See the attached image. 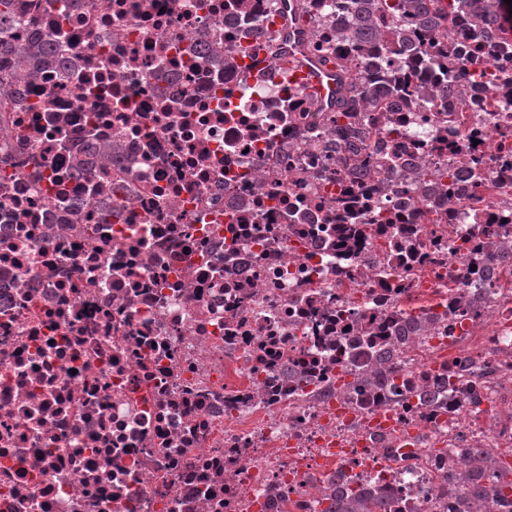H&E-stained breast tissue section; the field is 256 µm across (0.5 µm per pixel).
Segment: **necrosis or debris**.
Masks as SVG:
<instances>
[{
  "instance_id": "4bbe7bcc",
  "label": "necrosis or debris",
  "mask_w": 512,
  "mask_h": 512,
  "mask_svg": "<svg viewBox=\"0 0 512 512\" xmlns=\"http://www.w3.org/2000/svg\"><path fill=\"white\" fill-rule=\"evenodd\" d=\"M240 11L286 52L288 0L0 12V512H455L512 452V23L437 42L454 95L348 165L288 74L225 71ZM388 496L381 489L363 486L355 493H336L328 512H386Z\"/></svg>"
}]
</instances>
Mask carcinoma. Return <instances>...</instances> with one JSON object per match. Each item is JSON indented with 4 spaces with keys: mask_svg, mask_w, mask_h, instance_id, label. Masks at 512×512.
Wrapping results in <instances>:
<instances>
[{
    "mask_svg": "<svg viewBox=\"0 0 512 512\" xmlns=\"http://www.w3.org/2000/svg\"><path fill=\"white\" fill-rule=\"evenodd\" d=\"M346 16L336 29V37L350 41L357 57L336 56L332 59L340 78V94L330 109L336 112V124L344 134L337 144L338 152L349 161L360 160L369 149L367 129L352 121L354 112H374L383 100L403 94L412 86L386 78L367 80L363 74L370 65L371 48L382 47L384 61L413 48L425 59L433 58L432 49L438 39H445L454 26L456 4L446 7L441 0H344ZM469 5L471 30L490 33L498 24L500 0H465ZM46 52L30 49L23 54V68L29 72L48 63ZM430 99L445 100L454 93L452 84L444 80L422 90ZM459 480L466 484L463 509L466 512H495L499 496L512 491V466L496 469L495 479L487 484L478 470L461 472ZM388 496L380 489L364 486L355 493L336 495L329 512H385Z\"/></svg>",
    "mask_w": 512,
    "mask_h": 512,
    "instance_id": "1",
    "label": "carcinoma"
}]
</instances>
